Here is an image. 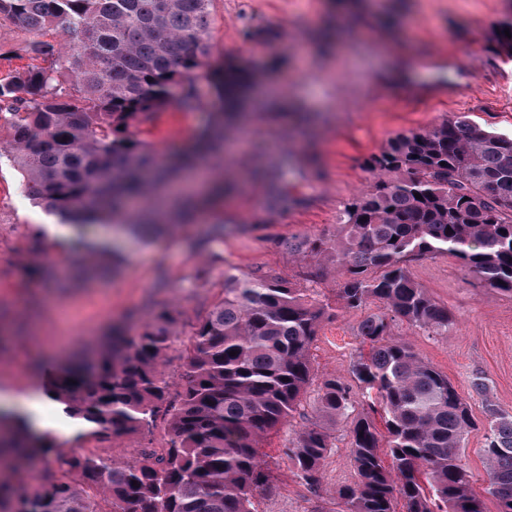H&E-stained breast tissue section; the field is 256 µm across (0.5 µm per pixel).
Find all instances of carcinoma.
Here are the masks:
<instances>
[{
  "label": "carcinoma",
  "instance_id": "cac0c4a2",
  "mask_svg": "<svg viewBox=\"0 0 512 512\" xmlns=\"http://www.w3.org/2000/svg\"><path fill=\"white\" fill-rule=\"evenodd\" d=\"M214 0H0V26L25 38L32 63L0 77V123L14 134L7 159L28 195L77 233L93 251L106 243L89 228L122 224L150 238L193 219L191 209L165 207V194L201 154L224 151V130L237 112L250 72L209 63ZM58 31L66 43L54 39ZM206 69L211 119L174 152L140 138V127L175 103L196 110V77ZM375 178L347 204L336 248L347 278L341 308L372 302L357 336L369 346L351 365L362 397L384 412L387 455L370 415L351 430L358 480L339 490L344 512H484L462 460L464 435L476 426L468 398L404 342L391 324L445 335L448 307L414 281L409 263L446 253L492 290L512 296V137L461 116L399 134L365 159ZM266 202L288 204L276 172L259 173ZM422 199H417L415 194ZM330 303L272 275H224L213 308L192 328L181 391L169 399L160 370L175 341L176 317L161 310L141 329L122 333L84 368L58 373L50 397L85 437L134 434L168 417L170 440L115 465L90 454L62 452L25 418L0 411V512H252L268 486L260 438L301 412L312 381L310 347ZM236 355H230V352ZM352 388L322 381L318 412L342 416ZM483 455L498 512H512V415L487 402ZM332 447L313 421L288 440L286 455L311 488L321 484ZM52 461L53 475L31 483L27 461Z\"/></svg>",
  "mask_w": 512,
  "mask_h": 512
}]
</instances>
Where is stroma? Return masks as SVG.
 <instances>
[{"mask_svg":"<svg viewBox=\"0 0 512 512\" xmlns=\"http://www.w3.org/2000/svg\"><path fill=\"white\" fill-rule=\"evenodd\" d=\"M209 42L213 59L253 66L255 88L245 115L227 130L216 178L236 183L205 222L195 221L146 241L116 242L117 274L76 278L89 258L69 236L52 231L57 216L24 191L11 162L0 158V383L44 387L55 370L82 351L106 348L113 329L137 330L153 311L177 318L178 342L161 368L180 389L185 345L196 321L218 301L224 273H267L335 301L347 269L334 247L345 232L344 207L374 176L364 166L396 135L460 116L512 136V52L500 44L512 25V0H214ZM257 32L245 40L244 29ZM201 107L170 105L141 136L178 148L208 124L211 90L198 79ZM278 168L294 204L273 211L253 172ZM241 232L214 238V224ZM321 238L329 249L303 255L289 242ZM413 278L455 324L445 336L395 321L390 341L409 344L426 363L469 396L477 426L465 438L463 460L485 512H498L487 491L483 447L489 426L484 399L512 415V296L484 288L460 262L441 254L411 262ZM337 310L311 348L316 379H350L361 350L359 322L376 312ZM485 377L487 397L471 392ZM352 417L326 420L332 447L321 486L309 489L283 453L305 418L295 417L261 438L272 480L253 500L254 512H342L339 490L357 479L351 456ZM168 423L146 434L76 440L78 450L114 462L161 449Z\"/></svg>","mask_w":512,"mask_h":512,"instance_id":"1","label":"stroma"}]
</instances>
